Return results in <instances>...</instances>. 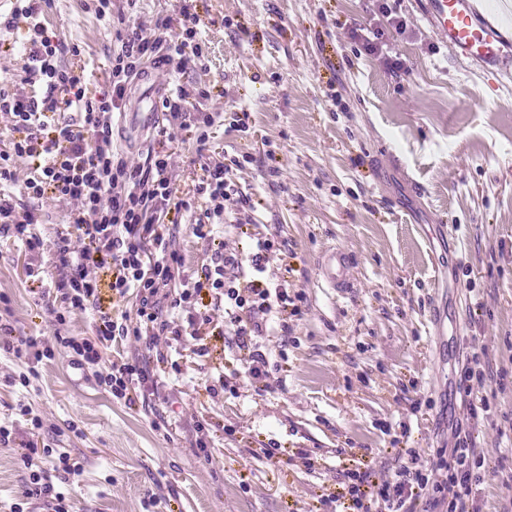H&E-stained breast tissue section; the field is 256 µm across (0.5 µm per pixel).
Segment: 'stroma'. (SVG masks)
Wrapping results in <instances>:
<instances>
[{"instance_id":"stroma-1","label":"stroma","mask_w":512,"mask_h":512,"mask_svg":"<svg viewBox=\"0 0 512 512\" xmlns=\"http://www.w3.org/2000/svg\"><path fill=\"white\" fill-rule=\"evenodd\" d=\"M87 2L52 0L48 20L79 47L63 62L83 70L92 96L109 83L115 29ZM185 4L203 21L202 61L179 79L191 124L170 139L156 128L127 132L132 85L112 118L113 141L133 162L170 153L181 197L194 194L209 161L249 157L236 177L254 222L230 240L243 251L258 234L287 241V258L271 259L266 277L306 296L290 335L272 324L264 339L278 386L255 392L239 375L246 352L208 325L172 342L157 391L129 404L62 348L41 359L0 351V425L12 430L0 444V512H45L22 496L29 474L19 455L35 416L41 442L84 462L61 487L68 512H336L327 497L345 471L386 472L401 448L436 462L454 445L452 415L497 469L476 493L481 512H512V459L497 448L499 429L512 424V85L459 60L413 0H400L407 32L390 42L408 68L397 75L344 35L373 17L374 0H138L133 15L171 18L176 33ZM26 31L23 21L0 30V88L11 92L22 86ZM243 109L248 131H229L224 115ZM202 130L209 144L199 156ZM269 153L273 177L260 164ZM67 210L44 199L40 252L0 238V324L15 337L53 345L58 334H95L91 315L65 312L56 289L54 243L68 231ZM333 247L350 258L341 291L319 280ZM483 348L507 375L489 385L490 413L472 420L451 406L450 391ZM31 369L36 377L21 385ZM198 421L208 462L192 445Z\"/></svg>"}]
</instances>
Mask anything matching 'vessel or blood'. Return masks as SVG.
I'll return each mask as SVG.
<instances>
[{
    "label": "vessel or blood",
    "mask_w": 512,
    "mask_h": 512,
    "mask_svg": "<svg viewBox=\"0 0 512 512\" xmlns=\"http://www.w3.org/2000/svg\"><path fill=\"white\" fill-rule=\"evenodd\" d=\"M423 16L432 32L451 45L459 59L479 65L488 73L507 74L512 69V40L500 27L486 21L480 14L476 0H419ZM148 82L154 97L152 103L141 107L139 121L148 124L157 105L163 86L162 74L146 70L141 76ZM348 260L338 248H330L321 258V278L326 287H348Z\"/></svg>",
    "instance_id": "b4317fda"
}]
</instances>
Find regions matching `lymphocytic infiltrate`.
Listing matches in <instances>:
<instances>
[{
    "label": "lymphocytic infiltrate",
    "mask_w": 512,
    "mask_h": 512,
    "mask_svg": "<svg viewBox=\"0 0 512 512\" xmlns=\"http://www.w3.org/2000/svg\"><path fill=\"white\" fill-rule=\"evenodd\" d=\"M49 5L50 0H22L4 22L10 29L17 19H26L28 37L23 44L26 90L0 91V113L8 117L16 134L9 149L0 151V235L21 241L29 251L40 250L44 246L36 231L40 203L48 196L72 202L67 221L81 247L71 249V238L59 237L57 287L69 310L92 314L96 334L59 335L56 343L98 383L109 387L114 398L126 400L131 390L154 383L152 362H166L164 352L157 349L161 337L180 338L185 328L212 323L214 312L220 311L236 346L251 351L244 378L257 391H273L274 367L260 349L261 340L269 320L278 319L284 329L288 317L301 316L304 295L289 292L287 282H271L264 276L271 256L281 253V242L263 236L245 254L230 248L217 232L222 224L240 230L252 221L250 199L235 176L243 161L228 155L205 165L195 196L180 198L170 154L151 151L144 162L132 165L112 143V115L124 107L130 78L148 60L162 59L180 74L196 68L203 56L197 40L200 17L182 9L176 34L171 33L167 17L156 19L150 29L132 17H119L109 84L90 97L83 74L61 63L66 47L43 21ZM377 7L388 18L387 28L357 23L348 27L347 36L396 72L402 63L387 53L388 35L405 33L407 21L388 0H377ZM64 110L74 111V118L60 120ZM25 159L35 161L36 167L23 182L29 204L20 210L8 189L18 181L17 162ZM174 209L195 212L191 232L211 250L209 263L194 277L180 274L185 257L175 248L166 222ZM105 268L112 271L110 287L115 294L135 296V321H114L103 310L98 273ZM167 308L184 312L185 324L164 318ZM128 337L155 348V361L104 363L100 345ZM493 378L485 352H473L455 381L471 419L489 411L486 385ZM50 456L57 457L64 474L83 471L68 453L28 444L20 455L29 472L22 496L41 501L47 512H67L64 494L56 491L50 470L43 466ZM396 462L392 473L382 477L368 467L346 471L348 512H418L425 495L445 512H478L475 490L489 466L470 436H457L447 460L436 467L421 464L412 448L399 449Z\"/></svg>",
    "instance_id": "lymphocytic-infiltrate-1"
}]
</instances>
